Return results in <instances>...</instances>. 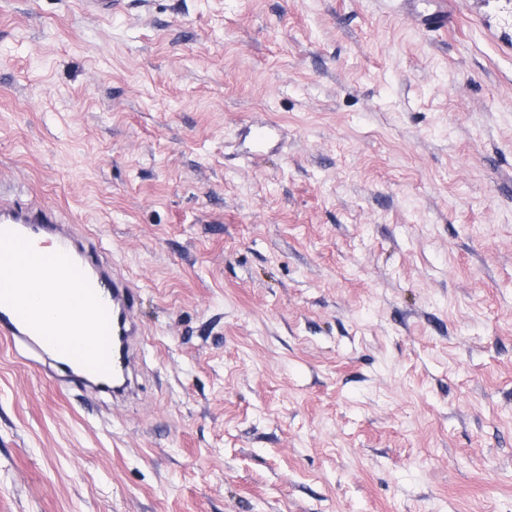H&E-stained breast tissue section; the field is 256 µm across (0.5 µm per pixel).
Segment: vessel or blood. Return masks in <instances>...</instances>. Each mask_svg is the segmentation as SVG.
Returning a JSON list of instances; mask_svg holds the SVG:
<instances>
[{
	"label": "vessel or blood",
	"instance_id": "vessel-or-blood-1",
	"mask_svg": "<svg viewBox=\"0 0 512 512\" xmlns=\"http://www.w3.org/2000/svg\"><path fill=\"white\" fill-rule=\"evenodd\" d=\"M427 31L448 26L444 0H417ZM252 155L279 139L273 122L248 129ZM49 240L53 250L29 270L27 257L38 243ZM10 260L7 278L0 283V334L40 352L61 373L63 382L104 390L117 371L129 370L134 356L119 349L116 335L138 336V294L125 279L101 262L95 243L76 236L69 219L39 201L21 200L14 189L0 188V259ZM66 309L70 318L89 329L77 334L64 324L45 328L42 308Z\"/></svg>",
	"mask_w": 512,
	"mask_h": 512
}]
</instances>
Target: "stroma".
<instances>
[{
	"instance_id": "1",
	"label": "stroma",
	"mask_w": 512,
	"mask_h": 512,
	"mask_svg": "<svg viewBox=\"0 0 512 512\" xmlns=\"http://www.w3.org/2000/svg\"><path fill=\"white\" fill-rule=\"evenodd\" d=\"M447 2L0 0V181L147 337L116 405L0 335V512H512V50ZM418 2L423 9L418 13L421 24L429 32H437L448 27V9L442 7L444 0H408ZM248 134L251 135L250 143L252 149L249 148L247 153L252 156H262L263 149L281 136V128L274 122H264L251 125L248 128Z\"/></svg>"
}]
</instances>
